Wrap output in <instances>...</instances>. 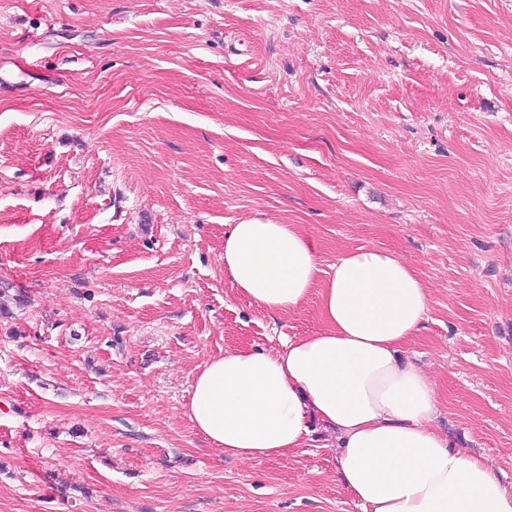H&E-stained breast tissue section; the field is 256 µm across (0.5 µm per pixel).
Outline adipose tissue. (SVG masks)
I'll list each match as a JSON object with an SVG mask.
<instances>
[{"label":"adipose tissue","instance_id":"1","mask_svg":"<svg viewBox=\"0 0 512 512\" xmlns=\"http://www.w3.org/2000/svg\"><path fill=\"white\" fill-rule=\"evenodd\" d=\"M224 272L274 313L317 295L324 328L274 354L235 348L202 365L188 416L211 444L269 459L304 447L316 421L335 435L337 475L364 512H512L490 464L435 428L436 384L400 356L430 300L403 259L360 248L326 278L296 225L252 220L225 233Z\"/></svg>","mask_w":512,"mask_h":512}]
</instances>
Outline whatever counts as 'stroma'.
Instances as JSON below:
<instances>
[{"label":"stroma","instance_id":"stroma-1","mask_svg":"<svg viewBox=\"0 0 512 512\" xmlns=\"http://www.w3.org/2000/svg\"><path fill=\"white\" fill-rule=\"evenodd\" d=\"M254 219L417 271L404 356L512 491V0H0V512H363L323 430L243 462L188 417L324 326L225 275Z\"/></svg>","mask_w":512,"mask_h":512}]
</instances>
